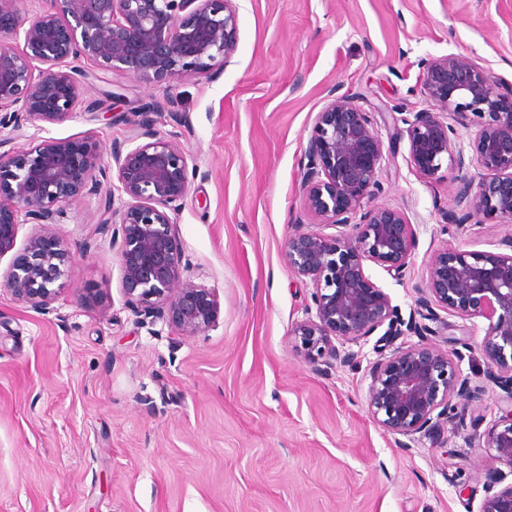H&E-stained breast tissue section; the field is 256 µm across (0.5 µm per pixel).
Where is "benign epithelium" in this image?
Instances as JSON below:
<instances>
[{
    "instance_id": "7a95c632",
    "label": "benign epithelium",
    "mask_w": 512,
    "mask_h": 512,
    "mask_svg": "<svg viewBox=\"0 0 512 512\" xmlns=\"http://www.w3.org/2000/svg\"><path fill=\"white\" fill-rule=\"evenodd\" d=\"M18 0H0V258L16 245L19 227L38 226L12 262L4 283L14 300L48 313L54 284L68 255L53 226L72 202L104 194L100 223L112 226V249L122 270L125 304L154 324L184 336L215 326V292L187 275L177 218L200 169L177 140L147 127L143 141L112 147V164L98 166L87 141L31 140L13 147V134L30 124L74 118L84 74L68 61L91 60L171 90L229 62L239 41L235 0H47L28 21ZM425 107L397 118L411 166L432 178L446 159L463 175L445 224L472 219L512 223V85L471 57L448 54L423 63ZM476 128L464 146L456 126ZM471 155L465 156V150ZM384 143L365 102L334 96L318 113L301 157L303 214L285 244L288 267L309 280L310 303L292 329L296 350L322 375L354 359L380 328L377 359L365 372L368 411L383 430L410 448L421 438L443 443L445 432L466 433L512 468V409L480 432L484 417L470 408L484 387L463 374L465 354L440 350L437 310L488 321L480 344L490 382L512 400V253L446 249L431 260L417 309L403 319L366 263L399 281L406 275L415 233L404 213L362 206L383 188ZM123 202L115 204V197ZM404 336L418 341L396 344ZM489 479L478 512H512V483Z\"/></svg>"
}]
</instances>
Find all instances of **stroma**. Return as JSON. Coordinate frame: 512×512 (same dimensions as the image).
<instances>
[{
  "mask_svg": "<svg viewBox=\"0 0 512 512\" xmlns=\"http://www.w3.org/2000/svg\"><path fill=\"white\" fill-rule=\"evenodd\" d=\"M239 43L224 65L175 90L87 59L77 115L23 129L25 139L96 144L97 162L151 123L196 159L178 215L195 282L220 302L215 327L183 336L126 306L100 199L74 202L55 238L69 256L53 310L0 289V512H478L494 451L421 439L398 447L367 407L376 354L317 373L291 329L310 284L285 259L301 212L300 158L331 96L369 100L388 157L375 205L416 234L407 276L368 265L408 316L443 249L501 251L512 224L443 229L461 169L411 167L395 110L423 106L422 60L472 57L512 83V0H237ZM175 94L186 123L155 112ZM464 375L486 386L477 413L512 408L486 383L487 321L441 312Z\"/></svg>",
  "mask_w": 512,
  "mask_h": 512,
  "instance_id": "stroma-1",
  "label": "stroma"
}]
</instances>
